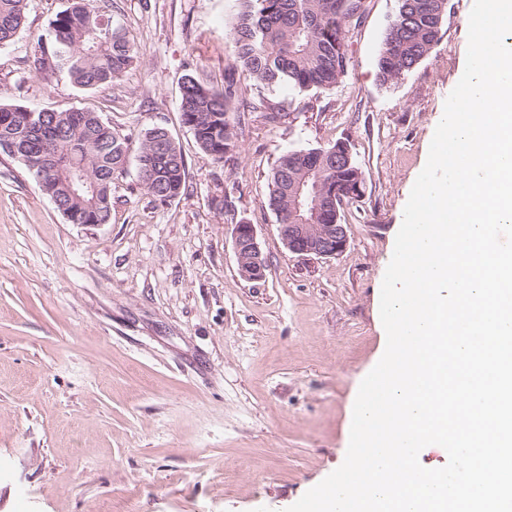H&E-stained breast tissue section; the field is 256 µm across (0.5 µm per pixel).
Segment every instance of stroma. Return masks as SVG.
<instances>
[{"label": "stroma", "mask_w": 512, "mask_h": 512, "mask_svg": "<svg viewBox=\"0 0 512 512\" xmlns=\"http://www.w3.org/2000/svg\"><path fill=\"white\" fill-rule=\"evenodd\" d=\"M448 3L439 43L387 87L377 62L398 0H370L345 76L301 93L252 86L235 68L224 31L238 0H97L138 54L116 83L81 92L34 67L67 0H27L22 33L0 46V102L95 108L134 152L167 128L186 186L155 201L128 160L109 223L83 226L0 154V512H286L343 463L353 397L382 343L396 229L465 69L474 0ZM187 74L256 106L223 161L180 120ZM340 139L365 178L345 209L348 246L291 253L268 205L271 172ZM240 221L267 259L258 281L238 270Z\"/></svg>", "instance_id": "1"}]
</instances>
